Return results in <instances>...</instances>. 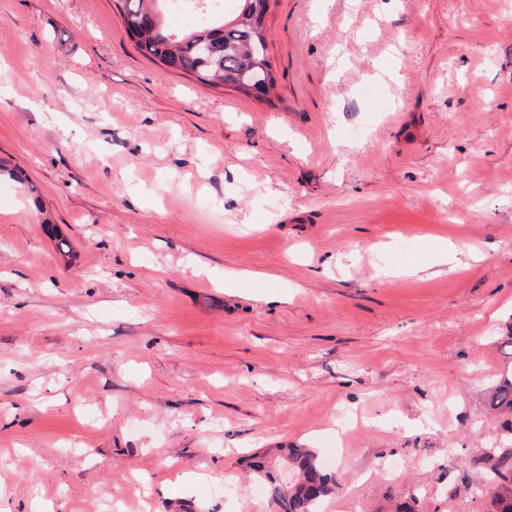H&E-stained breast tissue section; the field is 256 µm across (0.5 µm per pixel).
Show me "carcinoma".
Returning a JSON list of instances; mask_svg holds the SVG:
<instances>
[{
    "label": "carcinoma",
    "mask_w": 512,
    "mask_h": 512,
    "mask_svg": "<svg viewBox=\"0 0 512 512\" xmlns=\"http://www.w3.org/2000/svg\"><path fill=\"white\" fill-rule=\"evenodd\" d=\"M236 15L220 17L185 32L165 22L164 0H112L128 36L145 58L207 87H229L257 100L267 99L275 78L269 60L264 18L269 0H238ZM491 410L512 414V375L501 374L491 390ZM279 464L288 473L272 470L267 454L245 460L247 467L268 482L278 512H319L322 500L336 494V474L323 469L312 448L289 446L277 449ZM495 483L488 512H512V469L490 464Z\"/></svg>",
    "instance_id": "1"
}]
</instances>
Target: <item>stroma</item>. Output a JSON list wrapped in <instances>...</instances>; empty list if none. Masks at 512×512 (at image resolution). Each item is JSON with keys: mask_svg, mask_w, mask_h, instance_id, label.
<instances>
[{"mask_svg": "<svg viewBox=\"0 0 512 512\" xmlns=\"http://www.w3.org/2000/svg\"><path fill=\"white\" fill-rule=\"evenodd\" d=\"M265 24L262 101L142 56L112 0H0V512H274L243 460L288 444L329 512H486L512 0Z\"/></svg>", "mask_w": 512, "mask_h": 512, "instance_id": "stroma-1", "label": "stroma"}]
</instances>
